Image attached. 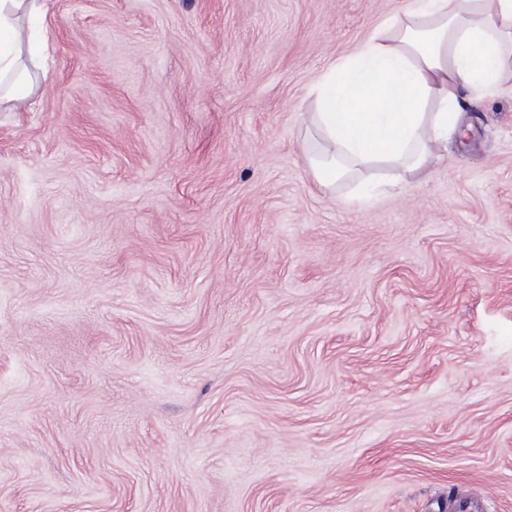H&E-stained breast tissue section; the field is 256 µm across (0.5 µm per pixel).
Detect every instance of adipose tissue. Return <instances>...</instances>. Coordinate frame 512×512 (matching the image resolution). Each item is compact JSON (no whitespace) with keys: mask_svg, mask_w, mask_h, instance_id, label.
I'll return each mask as SVG.
<instances>
[{"mask_svg":"<svg viewBox=\"0 0 512 512\" xmlns=\"http://www.w3.org/2000/svg\"><path fill=\"white\" fill-rule=\"evenodd\" d=\"M45 0H0V108L14 112L35 89L22 54H37L21 21ZM512 77V0H406L315 86L312 121L323 142L310 173L327 190L376 167L427 168L435 143L457 133L464 98Z\"/></svg>","mask_w":512,"mask_h":512,"instance_id":"1","label":"adipose tissue"}]
</instances>
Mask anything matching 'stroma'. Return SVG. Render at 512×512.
<instances>
[{"instance_id": "35a3bbf8", "label": "stroma", "mask_w": 512, "mask_h": 512, "mask_svg": "<svg viewBox=\"0 0 512 512\" xmlns=\"http://www.w3.org/2000/svg\"><path fill=\"white\" fill-rule=\"evenodd\" d=\"M403 0H48L0 112V512H512V81L312 180Z\"/></svg>"}]
</instances>
